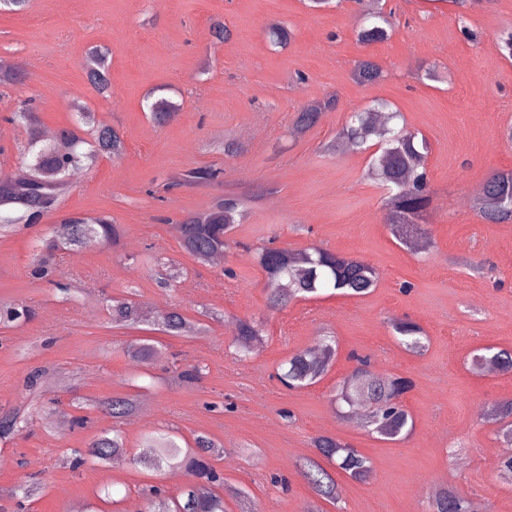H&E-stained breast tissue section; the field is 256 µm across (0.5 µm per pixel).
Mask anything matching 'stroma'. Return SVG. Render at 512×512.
<instances>
[{"instance_id": "35a3bbf8", "label": "stroma", "mask_w": 512, "mask_h": 512, "mask_svg": "<svg viewBox=\"0 0 512 512\" xmlns=\"http://www.w3.org/2000/svg\"><path fill=\"white\" fill-rule=\"evenodd\" d=\"M394 28L383 41L358 42L363 7L356 0L322 10L307 0H30L27 11L0 10V57L26 62L21 84L0 90V146L14 153L23 127L6 123L18 99H36L41 126L71 125L77 104L120 132L124 153L102 158L70 178L44 223L0 238V303L32 306L30 320L0 326V406L22 401L28 376L45 370L41 408L32 425L0 443V507L5 512H127L145 504L151 487L176 497L185 473L149 471L138 464L141 437L175 431L192 442L203 433L223 447L214 465L225 483L249 493L258 512H306L314 493L298 470L311 442L332 434L371 461L369 483L338 476L340 500L323 512H425L429 488L454 487L483 512H512V481L499 472L512 456L495 427L484 422L488 404L512 399V374H485L470 365L476 349L512 348V224L484 223L470 198L493 172L512 169V60L500 51L512 33V0H480L459 15L451 0H387ZM231 32L218 41L213 19ZM291 32L271 48L268 25ZM108 52L111 98L97 96L85 73L89 48ZM370 58L385 71L372 87L353 78L356 61ZM431 65L437 80H421ZM154 89L178 105L176 119L157 126L145 100ZM336 95L304 136L290 132L304 105ZM374 98L393 103L408 131L425 136L433 206L424 225L429 246L402 247L384 221L380 189L366 176L368 157L325 151L349 113ZM241 144L228 156L225 142ZM200 166L223 168L221 183L173 187L174 178ZM257 195L233 237L240 246L223 264L200 265L179 247L172 220L207 207L225 191ZM105 212L124 230L119 246L93 245L67 258L63 270L79 286L63 299L50 280L30 274L34 246L48 225L75 213ZM277 246H320L359 258L379 274L362 298L324 294L269 310L266 277L251 254L268 240ZM151 249L188 271L169 288L162 267L126 261ZM232 267L235 278L224 276ZM409 292H402L403 283ZM136 291L144 305L178 307L206 318L197 337H172L147 328L113 327L106 301ZM418 323L429 347L413 354L399 346L393 320ZM241 319L262 321L264 336L248 362L229 346ZM333 334L336 359L317 384L296 391L276 379L280 365L322 334ZM151 337L162 355L136 364L126 355L134 339ZM369 356L372 370L408 377L404 405L410 434L380 441L337 412L331 397L354 367L352 354ZM198 365L184 384L176 370ZM134 395L145 420L122 422V471L72 468L71 449L85 447L112 419L93 399ZM87 416V428L64 425L65 414ZM286 478V486L273 477ZM41 492L21 501L18 488ZM108 497H100L101 488Z\"/></svg>"}]
</instances>
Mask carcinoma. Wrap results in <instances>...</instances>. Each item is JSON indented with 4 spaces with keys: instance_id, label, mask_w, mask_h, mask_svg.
Returning <instances> with one entry per match:
<instances>
[{
    "instance_id": "1",
    "label": "carcinoma",
    "mask_w": 512,
    "mask_h": 512,
    "mask_svg": "<svg viewBox=\"0 0 512 512\" xmlns=\"http://www.w3.org/2000/svg\"><path fill=\"white\" fill-rule=\"evenodd\" d=\"M369 6L370 22L357 30V39L364 45L385 40L391 27L381 0H370ZM267 38L270 44L283 47L291 33L285 26L273 24L267 29ZM86 74L89 84L100 96L112 97L106 53L96 47L89 50ZM353 75L359 85L369 87L383 80L384 71L378 63L363 59L356 63ZM337 104V98L329 96L304 106L295 115L293 134L300 136L308 132L324 113L336 109ZM175 108L176 104L166 96L147 98L150 119L157 125L175 119ZM35 109L34 98L20 99L10 118L20 123L26 134L18 165L27 169L28 175L23 180H15L0 173V235L12 232L20 224L41 223L55 210L74 171L91 167L101 157H118L125 149L120 133L99 122L95 113L85 106L76 107L78 120L58 129L52 139L43 136ZM399 119L401 114L393 110L388 101L374 98L350 113L338 138L347 143L351 151L370 154L367 178L382 188L387 224L397 242L412 249L424 242L421 224L433 202L426 168L429 144L424 138L419 140L417 135L396 128L395 122ZM222 176L223 170L214 166L194 168L174 181L173 186H209L222 182ZM254 200L256 197L245 193H226L213 198L204 210L177 219L182 251L205 265L214 255L229 250L234 244L231 234L244 216V207ZM472 207L487 224L512 223V170L494 172L473 196ZM123 235L122 227L105 213L67 216L60 224L50 226L48 234L38 240L31 275L39 280L54 276L60 272L65 257L77 255L94 244L114 247ZM128 259L135 265L173 267V261L150 253L133 254ZM255 259L266 275L267 305L275 310L315 297L322 291L359 298L369 294L378 282V273L369 263L321 247L294 250L263 246L258 248ZM108 312L116 327L149 323L147 312L134 293L112 300ZM34 315L35 310L30 306L0 304V324L4 326L29 320ZM391 328L397 343L404 349L417 354L426 349L428 336L419 324L395 320ZM206 329L205 324L189 320L177 307L171 308L160 324L162 332L178 337L201 335ZM262 339L259 323L248 319L237 321L234 359L246 360L253 343ZM127 354L133 362L145 364L159 357L161 352L151 339L141 338L127 346ZM335 357L333 340L321 337L289 356L281 365L277 379L289 390L314 385L328 373ZM352 359L355 367L336 385L334 401L349 407L358 402L365 404L368 412L361 428L381 441L401 440L413 428L412 416L403 404L412 381L400 375L378 377L370 370L368 357L354 354ZM471 364L476 370L492 364L502 373H512V349L480 348L472 355ZM94 405L119 421L134 411L136 402L130 397L112 396L97 400ZM485 418L497 427V433H502L503 426L512 421V399L492 404ZM32 420L33 413L22 406L0 408V440L19 434ZM142 447L153 449L151 455L139 461L143 468L178 469L190 477L179 497L170 500L157 493L148 501L146 512H224V499L217 493V489L224 487V476L211 463L222 453L215 440L198 435L193 445L183 447L174 434H148L143 438ZM124 448L125 436L114 426L97 434L86 449L73 450L72 468H79L88 461L104 466ZM312 448L315 455L303 458L300 471L313 493L325 501L335 503L338 496L336 480L323 463L359 483H367L373 477L370 460L332 435L315 437ZM428 512H469V506L465 497L450 487L432 494Z\"/></svg>"
}]
</instances>
